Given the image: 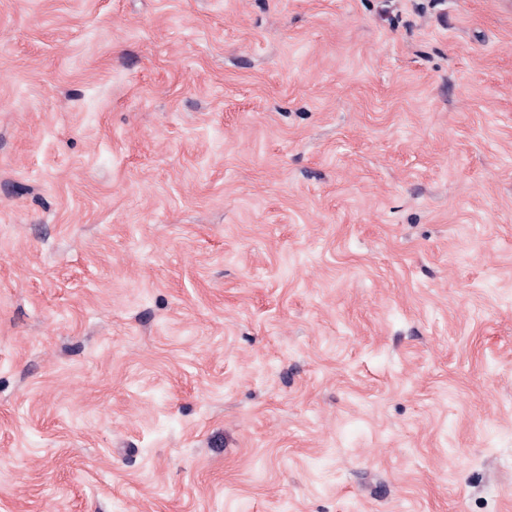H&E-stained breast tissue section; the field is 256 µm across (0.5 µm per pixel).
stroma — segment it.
Wrapping results in <instances>:
<instances>
[{
  "label": "stroma",
  "mask_w": 512,
  "mask_h": 512,
  "mask_svg": "<svg viewBox=\"0 0 512 512\" xmlns=\"http://www.w3.org/2000/svg\"><path fill=\"white\" fill-rule=\"evenodd\" d=\"M0 512H512V0H0Z\"/></svg>",
  "instance_id": "stroma-1"
}]
</instances>
